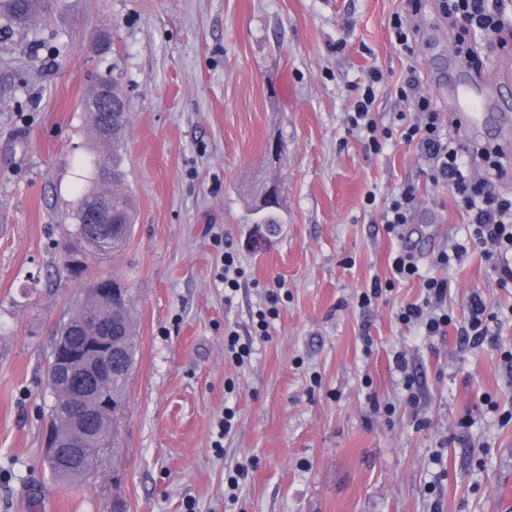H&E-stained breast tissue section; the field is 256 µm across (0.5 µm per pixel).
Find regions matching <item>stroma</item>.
I'll return each instance as SVG.
<instances>
[{"label": "stroma", "instance_id": "35a3bbf8", "mask_svg": "<svg viewBox=\"0 0 512 512\" xmlns=\"http://www.w3.org/2000/svg\"><path fill=\"white\" fill-rule=\"evenodd\" d=\"M405 0H54L28 34L0 40V512H492L512 467V286L476 250L434 256L467 225L427 164L400 143L372 153L345 131L371 66L389 84L415 67L450 109L454 53L437 0L412 18L414 56L390 35ZM118 71L130 119L122 152L138 221L123 250L71 275L62 248L79 157L95 150L80 102ZM283 153L269 163L266 147ZM282 188L287 222L243 223L251 190ZM418 189L406 241L422 273L447 278L463 317L478 291L502 313L496 345L399 323L422 300L390 276L397 240L364 196ZM240 286L225 295V253ZM133 288L138 352L122 455L95 485H64L43 464L45 371L59 328L91 280ZM284 287L267 336L252 317ZM253 350L233 362L227 334ZM406 356L398 371L393 356ZM417 381L403 386L405 375ZM232 429L218 437L225 408Z\"/></svg>", "mask_w": 512, "mask_h": 512}]
</instances>
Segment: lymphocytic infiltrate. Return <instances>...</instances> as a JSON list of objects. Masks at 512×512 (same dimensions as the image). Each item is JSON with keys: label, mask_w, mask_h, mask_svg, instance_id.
Masks as SVG:
<instances>
[{"label": "lymphocytic infiltrate", "mask_w": 512, "mask_h": 512, "mask_svg": "<svg viewBox=\"0 0 512 512\" xmlns=\"http://www.w3.org/2000/svg\"><path fill=\"white\" fill-rule=\"evenodd\" d=\"M506 0H448V23L456 29L461 44L458 53L464 61H472L474 50L466 41L476 33L481 39H494L507 45ZM383 75L371 70L356 95L353 107L346 116L348 133L357 135L372 151H380L389 141L413 147L429 166L433 184L447 187L457 208L467 218L471 240L480 246L486 261L500 275L501 284L512 282V199L498 190L506 171L501 163L506 149L500 144L458 142L443 125L440 112L432 100L422 94L415 76H408L404 85L396 88L404 111L395 113L391 125H380L375 102L381 91ZM483 161L481 173H472L469 157ZM417 199L415 186L406 185L397 192L380 197L368 194L366 206L378 210L388 235L403 237L412 221ZM392 276L374 279L369 291L361 293L359 307H368L381 298L384 288L395 282L420 279L425 292L422 301L401 305L396 317L400 323L423 328L426 335L443 336L455 328L457 342L465 349H476L493 342L492 326L498 321L493 303L478 292L471 293L464 319L458 320L448 312V281L437 276L422 275L414 255L407 249L397 250L389 258Z\"/></svg>", "instance_id": "obj_1"}]
</instances>
